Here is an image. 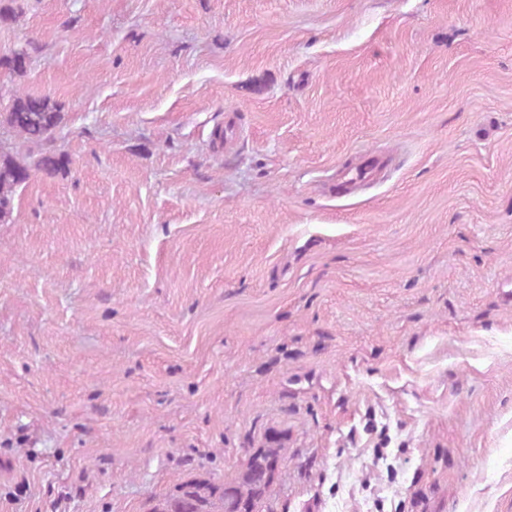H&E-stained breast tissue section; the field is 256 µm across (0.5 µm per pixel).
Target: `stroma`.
Wrapping results in <instances>:
<instances>
[{"label":"stroma","instance_id":"stroma-1","mask_svg":"<svg viewBox=\"0 0 512 512\" xmlns=\"http://www.w3.org/2000/svg\"><path fill=\"white\" fill-rule=\"evenodd\" d=\"M21 45L72 165L0 224V512L273 434L258 512H512V0H25Z\"/></svg>","mask_w":512,"mask_h":512}]
</instances>
